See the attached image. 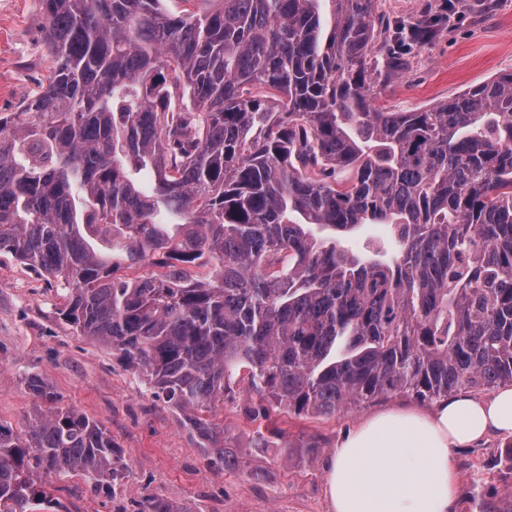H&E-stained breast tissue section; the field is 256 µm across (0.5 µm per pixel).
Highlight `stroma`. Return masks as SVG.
I'll use <instances>...</instances> for the list:
<instances>
[{"label":"stroma","mask_w":512,"mask_h":512,"mask_svg":"<svg viewBox=\"0 0 512 512\" xmlns=\"http://www.w3.org/2000/svg\"><path fill=\"white\" fill-rule=\"evenodd\" d=\"M391 24L430 15L438 32L409 46V67L375 86L374 104L410 112L464 93L512 71V0H376ZM39 0H0V115L17 111L47 73ZM56 281L0 254V421L22 433L35 399L23 379L39 373L64 408L107 427L120 447L123 478L101 486L83 473L34 475L51 493L50 512H137L158 496L180 512H331L327 469L337 444L364 418L390 409H430L404 396L334 417H282L276 447H257L242 415L245 396L225 403L239 465L204 448L182 416L161 401L110 349L79 335L60 314ZM322 439L305 447L308 436ZM458 493L450 512H512V437L489 435L453 449Z\"/></svg>","instance_id":"stroma-1"}]
</instances>
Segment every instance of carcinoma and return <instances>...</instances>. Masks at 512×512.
Masks as SVG:
<instances>
[{"mask_svg":"<svg viewBox=\"0 0 512 512\" xmlns=\"http://www.w3.org/2000/svg\"><path fill=\"white\" fill-rule=\"evenodd\" d=\"M41 2L45 84L0 117V252L56 280L61 315L224 464L215 410L237 388L267 448L278 413L512 383V72L384 111L376 76L408 59H378L379 31L430 40L427 15L398 31L375 0ZM365 224L391 258L341 246ZM24 383L38 406L24 436L0 422V512L47 498L35 473L116 481L109 431Z\"/></svg>","mask_w":512,"mask_h":512,"instance_id":"cac0c4a2","label":"carcinoma"}]
</instances>
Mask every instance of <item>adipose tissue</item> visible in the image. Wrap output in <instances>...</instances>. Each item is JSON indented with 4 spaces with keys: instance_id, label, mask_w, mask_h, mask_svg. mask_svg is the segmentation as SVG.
<instances>
[{
    "instance_id": "adipose-tissue-1",
    "label": "adipose tissue",
    "mask_w": 512,
    "mask_h": 512,
    "mask_svg": "<svg viewBox=\"0 0 512 512\" xmlns=\"http://www.w3.org/2000/svg\"><path fill=\"white\" fill-rule=\"evenodd\" d=\"M491 433L512 436V387L484 399L458 394L427 413L370 416L329 464L333 512H448L457 487L451 449Z\"/></svg>"
}]
</instances>
